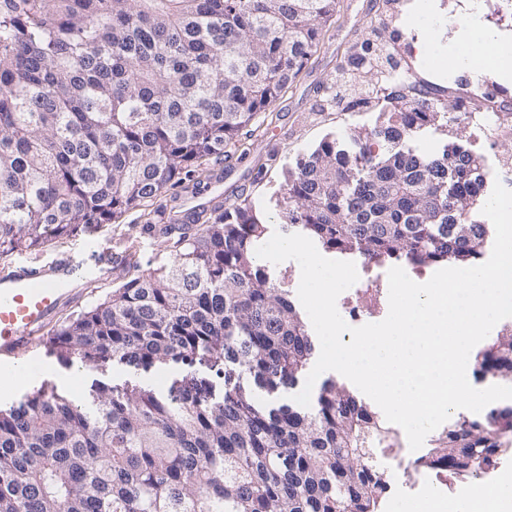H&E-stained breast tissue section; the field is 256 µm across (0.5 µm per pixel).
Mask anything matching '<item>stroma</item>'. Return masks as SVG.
<instances>
[{"mask_svg":"<svg viewBox=\"0 0 512 512\" xmlns=\"http://www.w3.org/2000/svg\"><path fill=\"white\" fill-rule=\"evenodd\" d=\"M475 24L512 46V30L495 26L486 0H338L336 13L323 27L312 57L294 82L268 106V118L261 129L245 136V153L227 162L210 163L211 173L221 174L222 183L197 194L179 187L167 189L156 200V209L177 214L197 205L228 207L249 199L264 209L269 222H277L286 172L299 157L325 138L345 140L386 121L383 110L353 107V87H334L333 79L349 52L366 44L379 45L382 35L391 33L397 34L398 40L385 66L412 71L435 92L446 112L459 118L458 123L419 133L412 141L413 148L422 154H435L444 145L461 144L479 155L485 168L512 190V170L498 166L499 160L512 156V138L495 136L491 130L478 129L461 118L462 112L472 107L468 87L476 79L480 62L472 59L455 63L451 57ZM145 222L142 210L126 212L93 235L80 234L53 242L39 252L17 253L0 260V271L19 261L49 262L65 252L88 261L93 243L111 250L117 257L111 276L100 287L86 289L81 299L62 311L66 317L79 314L111 291L118 277L127 274L126 264L118 257L130 243L138 245L140 268H155L170 261L166 244L145 230ZM46 346L42 338L34 348L35 357L43 364L42 373L25 377L0 393L1 406H10L47 384L75 400L82 398L96 380L109 385L130 381L158 391L167 386V375L161 371L128 374L108 365L67 368L47 355Z\"/></svg>","mask_w":512,"mask_h":512,"instance_id":"35a3bbf8","label":"stroma"}]
</instances>
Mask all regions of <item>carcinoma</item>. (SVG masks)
Returning <instances> with one entry per match:
<instances>
[{"label": "carcinoma", "mask_w": 512, "mask_h": 512, "mask_svg": "<svg viewBox=\"0 0 512 512\" xmlns=\"http://www.w3.org/2000/svg\"><path fill=\"white\" fill-rule=\"evenodd\" d=\"M336 0H0V258L102 229L170 184L198 190L215 158L317 48ZM347 65L396 119L348 147L325 139L288 170L285 232L378 261L475 266L488 171L462 149L421 155L419 130L450 122L353 52ZM170 262L123 277L53 334L70 367L181 372L167 390L43 387L0 408V512H378L389 492L374 449L399 433L332 379L298 389L315 337L256 249L267 224L244 200L171 224ZM512 383V328L472 359ZM512 404L454 422L420 466L477 476L512 454Z\"/></svg>", "instance_id": "obj_1"}]
</instances>
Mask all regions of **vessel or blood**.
<instances>
[{
  "label": "vessel or blood",
  "mask_w": 512,
  "mask_h": 512,
  "mask_svg": "<svg viewBox=\"0 0 512 512\" xmlns=\"http://www.w3.org/2000/svg\"><path fill=\"white\" fill-rule=\"evenodd\" d=\"M112 268V254L103 250L93 265L67 254L49 263L24 262L0 272V357L18 360L26 372L39 373V359L24 349L46 334L71 294L75 280H102Z\"/></svg>",
  "instance_id": "b4317fda"
}]
</instances>
